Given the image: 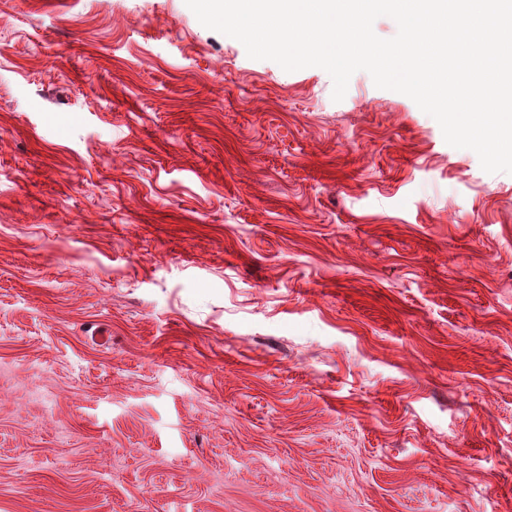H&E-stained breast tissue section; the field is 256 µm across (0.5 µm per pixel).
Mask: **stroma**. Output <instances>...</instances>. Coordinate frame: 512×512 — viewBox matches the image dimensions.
<instances>
[{
  "mask_svg": "<svg viewBox=\"0 0 512 512\" xmlns=\"http://www.w3.org/2000/svg\"><path fill=\"white\" fill-rule=\"evenodd\" d=\"M185 0H0V512H512V174Z\"/></svg>",
  "mask_w": 512,
  "mask_h": 512,
  "instance_id": "1",
  "label": "stroma"
}]
</instances>
